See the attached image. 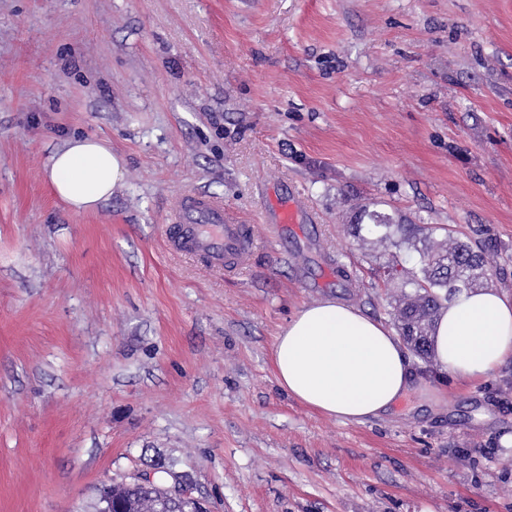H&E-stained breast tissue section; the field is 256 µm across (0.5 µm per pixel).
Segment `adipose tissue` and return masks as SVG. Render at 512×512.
Returning a JSON list of instances; mask_svg holds the SVG:
<instances>
[{
  "mask_svg": "<svg viewBox=\"0 0 512 512\" xmlns=\"http://www.w3.org/2000/svg\"><path fill=\"white\" fill-rule=\"evenodd\" d=\"M125 160L92 137H71L45 173L54 195L76 212L109 201ZM436 364L467 380L488 379L512 360V295L478 289L443 309L432 332ZM275 380L305 407L344 423L390 410L422 381L401 341L383 322L334 299L305 305L274 338Z\"/></svg>",
  "mask_w": 512,
  "mask_h": 512,
  "instance_id": "ef3b65f1",
  "label": "adipose tissue"
}]
</instances>
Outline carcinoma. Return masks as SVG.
Returning <instances> with one entry per match:
<instances>
[{"instance_id": "cac0c4a2", "label": "carcinoma", "mask_w": 512, "mask_h": 512, "mask_svg": "<svg viewBox=\"0 0 512 512\" xmlns=\"http://www.w3.org/2000/svg\"><path fill=\"white\" fill-rule=\"evenodd\" d=\"M356 230H364L382 244L399 248L410 244L411 225L396 221L388 213L361 210L354 217ZM415 267L407 271L406 284L414 286L403 292L394 308V320L408 348L422 362L433 354L432 330L440 311L464 290L481 286L490 255L479 246L451 235L418 250ZM113 497L100 489L101 502L112 503V512H207L203 504L172 495L157 482L143 483L132 478L129 483L112 486Z\"/></svg>"}]
</instances>
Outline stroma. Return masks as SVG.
Masks as SVG:
<instances>
[{
	"label": "stroma",
	"instance_id": "obj_1",
	"mask_svg": "<svg viewBox=\"0 0 512 512\" xmlns=\"http://www.w3.org/2000/svg\"><path fill=\"white\" fill-rule=\"evenodd\" d=\"M70 136L126 162L92 213L45 177ZM192 190L252 226L239 274L168 248ZM363 208L489 243L512 294V0H0V512L158 458L208 512H512V363L361 424L276 383L301 306L392 321Z\"/></svg>",
	"mask_w": 512,
	"mask_h": 512
}]
</instances>
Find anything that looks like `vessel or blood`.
<instances>
[{"instance_id": "obj_1", "label": "vessel or blood", "mask_w": 512, "mask_h": 512, "mask_svg": "<svg viewBox=\"0 0 512 512\" xmlns=\"http://www.w3.org/2000/svg\"><path fill=\"white\" fill-rule=\"evenodd\" d=\"M171 223L169 241L174 250L202 254L213 267L228 274L249 264L255 248L253 230L228 214L221 200L184 196Z\"/></svg>"}]
</instances>
